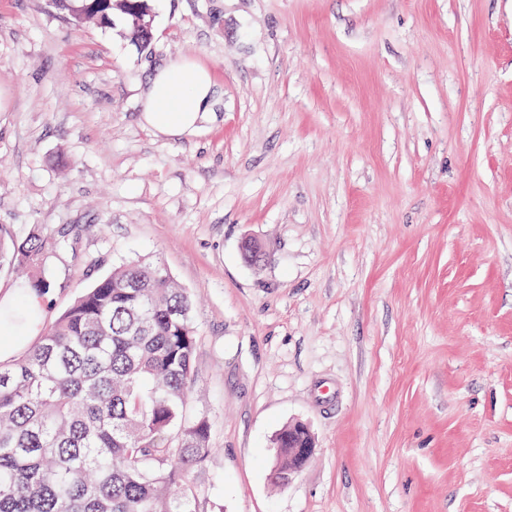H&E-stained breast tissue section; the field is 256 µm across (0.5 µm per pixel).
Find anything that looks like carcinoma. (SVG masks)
I'll use <instances>...</instances> for the list:
<instances>
[{"mask_svg":"<svg viewBox=\"0 0 512 512\" xmlns=\"http://www.w3.org/2000/svg\"><path fill=\"white\" fill-rule=\"evenodd\" d=\"M107 0L135 41L132 3ZM68 240L0 226V272L53 288L47 262ZM191 299L157 260L124 263L84 289L39 341L0 364V512H199L188 474L213 452L195 381ZM288 483V427L273 439Z\"/></svg>","mask_w":512,"mask_h":512,"instance_id":"cac0c4a2","label":"carcinoma"}]
</instances>
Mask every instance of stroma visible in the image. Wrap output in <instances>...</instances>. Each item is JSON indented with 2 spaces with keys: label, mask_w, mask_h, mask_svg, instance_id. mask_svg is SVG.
Here are the masks:
<instances>
[{
  "label": "stroma",
  "mask_w": 512,
  "mask_h": 512,
  "mask_svg": "<svg viewBox=\"0 0 512 512\" xmlns=\"http://www.w3.org/2000/svg\"><path fill=\"white\" fill-rule=\"evenodd\" d=\"M149 3L143 49L0 0V225L70 240L43 325L139 258L186 289L203 512H512V0ZM176 58L216 86L177 140L140 101ZM296 438L301 445L296 442ZM278 464L274 463L273 478L276 483L285 485L291 472L298 470L312 454L313 440L306 426L295 423L281 428L273 439Z\"/></svg>",
  "instance_id": "1"
}]
</instances>
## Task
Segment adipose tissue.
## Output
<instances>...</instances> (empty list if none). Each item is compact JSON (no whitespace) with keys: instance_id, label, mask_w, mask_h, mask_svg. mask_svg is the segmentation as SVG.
Returning a JSON list of instances; mask_svg holds the SVG:
<instances>
[{"instance_id":"adipose-tissue-1","label":"adipose tissue","mask_w":512,"mask_h":512,"mask_svg":"<svg viewBox=\"0 0 512 512\" xmlns=\"http://www.w3.org/2000/svg\"><path fill=\"white\" fill-rule=\"evenodd\" d=\"M216 94L207 70L196 62L179 59L158 69L149 78L142 92V120L156 132L170 138L194 135L214 109ZM50 302L49 293L29 288H15L0 294V312H27L22 325L0 323V334L10 341L0 344V363L12 360L24 348L13 340L15 330L25 336L39 331L42 315Z\"/></svg>"}]
</instances>
